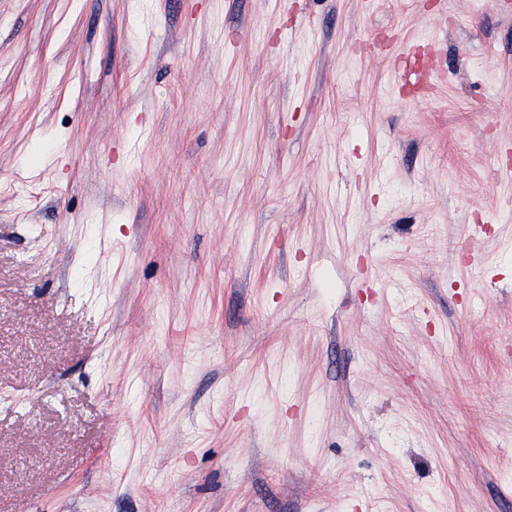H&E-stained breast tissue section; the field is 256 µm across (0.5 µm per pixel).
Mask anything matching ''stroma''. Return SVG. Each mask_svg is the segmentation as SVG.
Segmentation results:
<instances>
[{
	"label": "stroma",
	"instance_id": "1",
	"mask_svg": "<svg viewBox=\"0 0 512 512\" xmlns=\"http://www.w3.org/2000/svg\"><path fill=\"white\" fill-rule=\"evenodd\" d=\"M512 0H0V512H512Z\"/></svg>",
	"mask_w": 512,
	"mask_h": 512
}]
</instances>
